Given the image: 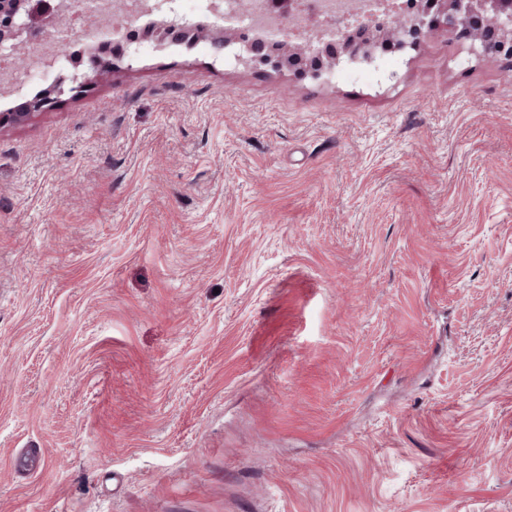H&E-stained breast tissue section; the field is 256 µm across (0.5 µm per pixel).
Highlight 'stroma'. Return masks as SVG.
Returning a JSON list of instances; mask_svg holds the SVG:
<instances>
[{"label":"stroma","instance_id":"stroma-1","mask_svg":"<svg viewBox=\"0 0 512 512\" xmlns=\"http://www.w3.org/2000/svg\"><path fill=\"white\" fill-rule=\"evenodd\" d=\"M170 31L0 128V512H512V80Z\"/></svg>","mask_w":512,"mask_h":512}]
</instances>
